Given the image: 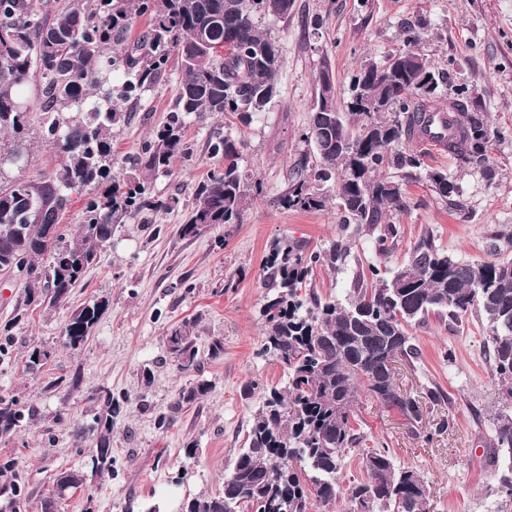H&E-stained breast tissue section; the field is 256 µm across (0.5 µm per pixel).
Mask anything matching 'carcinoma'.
I'll use <instances>...</instances> for the list:
<instances>
[{"label":"carcinoma","instance_id":"obj_1","mask_svg":"<svg viewBox=\"0 0 512 512\" xmlns=\"http://www.w3.org/2000/svg\"><path fill=\"white\" fill-rule=\"evenodd\" d=\"M293 6L294 0H68L51 12L49 0H0V132L10 141L6 148L0 144V168L25 161L30 120L22 89L35 73L42 82V138L62 157L58 174L0 188V271L17 265L28 284L25 305L65 304L112 242L116 217L164 207L143 179L113 172V130L128 121L119 104L140 99L172 60L180 64L183 79L166 124L138 158L151 173H170L187 150L186 118L203 122L223 115L248 125L273 102L283 58L260 20L286 18ZM145 14L152 18L149 31L127 44L133 18ZM415 42L416 36H409L407 49L385 66L363 64L345 109L336 102L331 109L314 106L309 126L332 131L337 144L316 150L311 177L302 159L276 199L286 209L322 210L329 203L324 186L333 183L340 223L370 237L379 255L388 253L401 233L386 219L403 195V182L383 171L421 166L420 153L396 147L441 127L448 150L485 174L498 138L485 113L473 111L475 103L461 91L451 90L455 102L446 110L419 98L427 82L437 91L447 78L413 53ZM255 44L268 48L261 67L240 54ZM242 146L230 136L210 144L215 167L196 193L182 236L242 223L247 188L263 194L262 183L248 185L240 168ZM425 179L442 199L459 194L445 170H428ZM74 193L86 200L81 223L68 236L60 219ZM348 253L339 241L318 249L288 238L272 243L264 265L269 291L260 308V354L282 365L287 382L246 386L245 395H257L247 447L224 478V488L186 500L183 512H332L345 460L357 449L363 479L348 487L350 512H424L429 488L421 472L397 465L388 448L363 447L367 433L356 416L360 389L421 422L423 410L398 392L387 360L398 354L416 366L421 353L409 334L412 324L432 315L457 320L470 313L486 320L492 374L504 386L506 400L496 414L485 464L501 472L499 493L512 501V261L456 260L429 234L392 278L370 265L353 274L343 296H319L312 288L316 271L344 272ZM108 307L102 298L77 308L61 331V347L81 349ZM166 348L179 370L196 367L188 323L168 332ZM48 361L45 348L34 346L25 367L36 373ZM210 390L203 380L181 389L172 410ZM95 400L93 424L76 426L74 434L91 445V475L98 476L112 470V423L119 403L106 387L95 391ZM21 420L17 400L0 397V436L11 434ZM84 480L78 472L59 473L57 497L45 512H53Z\"/></svg>","mask_w":512,"mask_h":512}]
</instances>
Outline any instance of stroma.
<instances>
[{
	"label": "stroma",
	"instance_id": "35a3bbf8",
	"mask_svg": "<svg viewBox=\"0 0 512 512\" xmlns=\"http://www.w3.org/2000/svg\"><path fill=\"white\" fill-rule=\"evenodd\" d=\"M261 27L277 41L284 60L279 92L266 114L247 126L189 121L187 155L177 158L171 173L147 177L164 208L124 216L67 304L26 309L15 320L26 281L0 272V326L14 324L0 337L8 351L0 358V397L17 399L24 413L17 433L0 437V464L16 462L23 482L16 509L0 497V512H43L55 494L56 475L65 470L87 478L68 493L63 512H148L153 505L160 512H182L186 498L223 489L256 404L245 396V385L286 381L281 366L259 353L258 309L269 248L281 237L314 248L343 236L335 205L304 212L276 203L299 160L313 153L303 134L322 65H329L336 101L343 105L362 61L386 64L405 49L408 34H415L419 53L453 84L467 88L499 137L490 150L489 179L451 155L427 154L423 167L396 171L404 194L389 215L401 229L392 250L380 256L369 238H347L345 272L317 270L318 293L343 294L359 266L396 271L430 232L459 260L512 258V0H294L290 16L265 17ZM181 81V70L171 67L139 101L125 104L129 120L115 129L112 141L115 173L130 174L128 157L141 153L162 127ZM224 135L244 139L240 166L250 180L261 181L264 194L247 198L243 223L182 237L179 228L197 186L213 166L209 143ZM60 167L55 148L37 139L25 164L10 175L37 179ZM430 168L456 181L455 202L431 190L424 177ZM101 298L108 299L109 309L86 345L74 354L60 349L72 311ZM184 321L193 328L200 368L183 373L166 352L165 336ZM410 334L421 350L420 365L397 366L394 380L399 392L423 402V419L411 421L362 394L358 417L370 444L390 448L397 464L423 473L430 488L426 512H497L503 504L499 475L486 467L485 457L503 400L502 385L491 375L486 329L466 315L413 324ZM216 338L224 342L218 358L209 354ZM36 345L53 355L30 374L25 355ZM74 376L80 379L77 388H53L56 379ZM200 380L210 383V392L173 411L180 389ZM432 382L447 393L446 402L426 404L423 389ZM100 387L111 389L121 408L113 418L112 470L91 477L90 449L73 430L76 423H92L97 405L91 394ZM444 420L447 430L437 431ZM190 442L196 446L191 459L185 456Z\"/></svg>",
	"mask_w": 512,
	"mask_h": 512
}]
</instances>
